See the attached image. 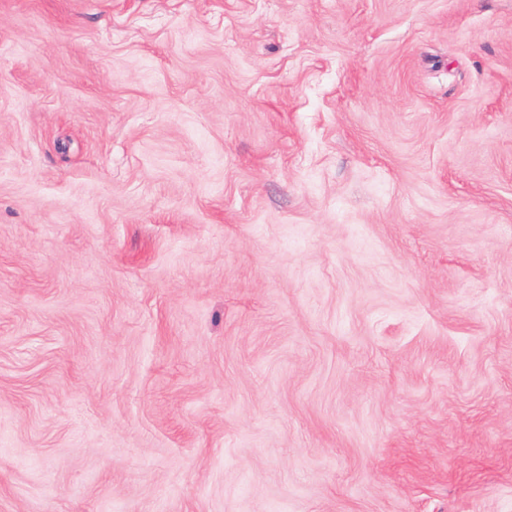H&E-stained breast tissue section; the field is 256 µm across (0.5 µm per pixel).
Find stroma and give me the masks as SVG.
<instances>
[{"mask_svg": "<svg viewBox=\"0 0 512 512\" xmlns=\"http://www.w3.org/2000/svg\"><path fill=\"white\" fill-rule=\"evenodd\" d=\"M0 512H512V0H0Z\"/></svg>", "mask_w": 512, "mask_h": 512, "instance_id": "obj_1", "label": "stroma"}]
</instances>
